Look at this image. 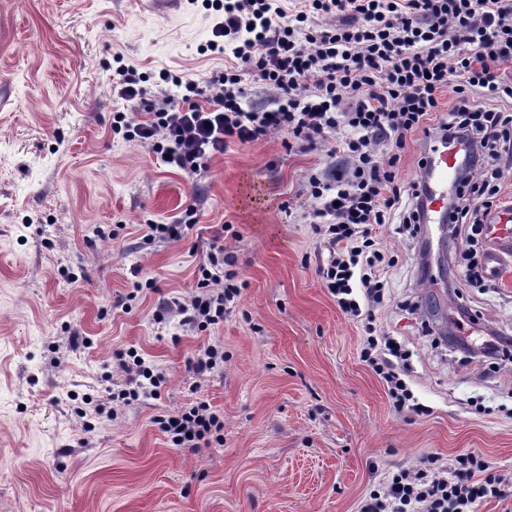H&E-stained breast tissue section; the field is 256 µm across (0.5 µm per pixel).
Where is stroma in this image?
<instances>
[{
    "instance_id": "obj_1",
    "label": "stroma",
    "mask_w": 512,
    "mask_h": 512,
    "mask_svg": "<svg viewBox=\"0 0 512 512\" xmlns=\"http://www.w3.org/2000/svg\"><path fill=\"white\" fill-rule=\"evenodd\" d=\"M216 20L201 0L163 11L141 0H0V512H358L386 473L475 451L512 472V355L461 357L436 330L471 311L472 345L512 339V268L490 288L451 289L466 242L447 249L448 277L420 272L398 224L379 229L394 259L380 321L412 353L410 385L430 415L396 413L360 359V323L324 286L328 251L302 213L319 150L272 135L232 144L201 175L163 164L112 133L118 65L204 81L224 57L206 51ZM202 197L181 240L144 244ZM244 288L215 329L155 324L160 299L188 296L222 225ZM115 231L109 239L107 231ZM153 289L134 293V280ZM436 281L429 294L427 281ZM424 311H401L412 286ZM220 342L224 367L187 368ZM137 349L166 377L160 399L123 406L120 353ZM204 401L224 417V444L171 447L155 416Z\"/></svg>"
}]
</instances>
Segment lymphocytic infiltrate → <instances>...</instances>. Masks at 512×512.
I'll return each instance as SVG.
<instances>
[{
	"label": "lymphocytic infiltrate",
	"instance_id": "f902f5d3",
	"mask_svg": "<svg viewBox=\"0 0 512 512\" xmlns=\"http://www.w3.org/2000/svg\"><path fill=\"white\" fill-rule=\"evenodd\" d=\"M222 18L207 50L230 53L231 62L196 81L160 73L173 93L151 94L147 74L116 70L112 87L125 103L112 115V133L146 145L165 164L197 174L229 144L282 134L287 147L324 149L331 167L311 173L306 212L313 232L331 247L324 285L340 311L362 321L363 362L380 378L396 412L429 414L405 379L409 354L376 323L386 300L384 273L392 258L376 230L400 222L421 239L420 181L398 175L413 136L437 132L468 147L448 221L468 245L512 176V0H203ZM272 98L262 109L246 106L247 85ZM453 89L454 103L440 112L439 96ZM243 284L235 257L211 245L186 298L159 301L154 323L177 321L183 331L204 332L236 307ZM133 388L115 400L129 405L161 395L165 378L131 349L120 362ZM175 448L224 443V418L205 402L158 416ZM512 474L492 471L476 452L451 461L401 468L372 489L359 512H475L501 494Z\"/></svg>",
	"mask_w": 512,
	"mask_h": 512
}]
</instances>
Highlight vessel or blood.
Returning a JSON list of instances; mask_svg holds the SVG:
<instances>
[{
    "label": "vessel or blood",
    "instance_id": "1",
    "mask_svg": "<svg viewBox=\"0 0 512 512\" xmlns=\"http://www.w3.org/2000/svg\"><path fill=\"white\" fill-rule=\"evenodd\" d=\"M462 160L459 146H448L440 138H432L426 152L421 207L423 221L443 224L448 220V178L457 172ZM482 237L485 249L482 266L489 279L500 278L506 258H512V204L499 209L484 224Z\"/></svg>",
    "mask_w": 512,
    "mask_h": 512
}]
</instances>
